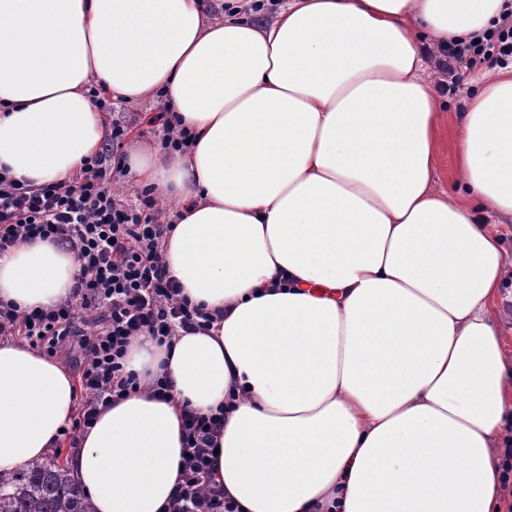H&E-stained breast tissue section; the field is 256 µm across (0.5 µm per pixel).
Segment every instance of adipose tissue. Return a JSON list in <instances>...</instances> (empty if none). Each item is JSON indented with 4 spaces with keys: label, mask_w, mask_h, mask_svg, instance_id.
<instances>
[{
    "label": "adipose tissue",
    "mask_w": 512,
    "mask_h": 512,
    "mask_svg": "<svg viewBox=\"0 0 512 512\" xmlns=\"http://www.w3.org/2000/svg\"><path fill=\"white\" fill-rule=\"evenodd\" d=\"M508 0H0V167L70 181L108 121L97 82L156 98L192 133L139 148L175 198L161 254L213 316L127 367L173 382L101 411L67 459L95 512H160L182 413H228L214 480L240 512H499L512 357L496 316L512 223V65L455 115L456 194L436 191L448 103L429 56L493 29ZM68 244L0 255V300L66 299ZM79 400L62 360L0 340V471L59 450Z\"/></svg>",
    "instance_id": "obj_1"
}]
</instances>
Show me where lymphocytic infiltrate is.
<instances>
[{"mask_svg":"<svg viewBox=\"0 0 512 512\" xmlns=\"http://www.w3.org/2000/svg\"><path fill=\"white\" fill-rule=\"evenodd\" d=\"M478 63H512V11H504L492 32L465 46L455 45L437 62L459 82L462 68ZM131 128L112 120L104 148L85 160L68 183L34 185L0 169V254L36 240L69 244L78 259L71 296L50 309L20 310L0 301V335L20 336L47 356L68 355L80 382L82 401L63 432L77 448L80 432L92 428L100 409L127 399L140 388L126 368L131 341L152 336L171 343L179 331L209 325L202 305L182 298L159 246L170 225L157 220L159 204L150 191L135 203L117 202L111 184L127 162ZM225 411L183 414V479L162 512H239L213 480L215 449Z\"/></svg>","mask_w":512,"mask_h":512,"instance_id":"f902f5d3","label":"lymphocytic infiltrate"}]
</instances>
